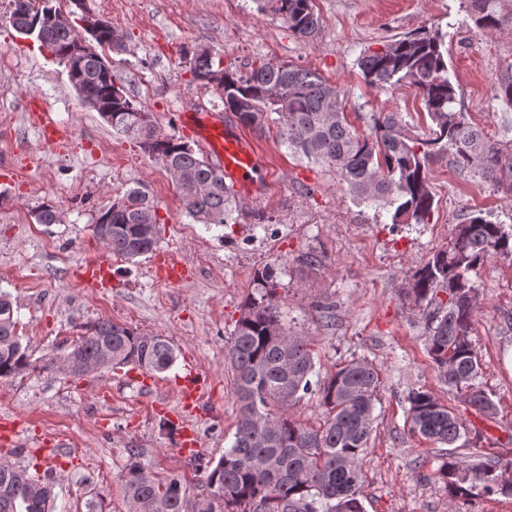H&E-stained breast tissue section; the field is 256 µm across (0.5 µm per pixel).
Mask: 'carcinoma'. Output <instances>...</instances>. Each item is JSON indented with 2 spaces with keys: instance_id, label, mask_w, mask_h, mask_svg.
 I'll return each mask as SVG.
<instances>
[{
  "instance_id": "cac0c4a2",
  "label": "carcinoma",
  "mask_w": 512,
  "mask_h": 512,
  "mask_svg": "<svg viewBox=\"0 0 512 512\" xmlns=\"http://www.w3.org/2000/svg\"><path fill=\"white\" fill-rule=\"evenodd\" d=\"M258 10L279 14L288 29L304 40L321 27L313 0H254ZM464 9L483 31L501 25L508 0H463ZM50 0H11L9 24L19 33L34 30L58 64L68 65L77 30L51 23ZM98 41L121 35L108 27L84 28ZM213 55L193 52L191 72L216 88L224 110L245 125L277 123L279 139L294 155L336 169L347 191L359 202L393 209L391 223L425 224L434 206L429 163L448 152V165L464 176L480 177L512 191V145L486 138L467 113L457 108V88L448 75L444 37L424 29L407 33L379 51L359 58L365 84L376 89L409 84L417 89L431 121L428 133L410 134L395 112L372 114L371 131L351 129L343 92L317 71L290 63H255L245 73L214 68ZM81 78L74 84L84 102L94 100L112 113L115 134L136 141L172 175L186 214L206 225L228 223L235 193L224 174L199 157L185 142L163 134L155 124L141 123L144 106L125 93L110 95L111 69L104 57H84ZM495 96L512 107V66L496 75ZM277 118H271V115ZM160 223L156 208L138 190H130L98 215L95 228H110L112 254L133 260L154 250L160 237L151 225ZM512 256V227L494 222L480 210L464 214L444 249L435 251L411 276L408 293L423 307L427 352L448 389L485 420L498 408L476 386L480 359L470 338L476 311L477 286L472 275L492 255ZM280 283L272 268L255 271L253 288L231 333L229 360L239 415L234 439L208 470L206 512H364L360 500L361 455L373 429L379 375L367 362L351 361L329 376L312 381L315 363L308 340L288 332L279 311ZM72 376L80 377L108 366H133L163 372L176 360L172 345L160 336L140 332L110 320L87 328L69 352ZM53 352L30 360L17 332L10 295L0 292V379L25 371H53ZM317 388L326 413L323 423L308 427L293 420L290 408ZM413 432L451 448L438 476L448 494L465 500L480 493L512 495V462L503 465L473 453L464 460L457 448H475L483 431L469 429L429 391L408 396ZM129 449L122 473L128 512H195L196 496L177 476L155 480ZM54 484L29 469L0 462V512H52Z\"/></svg>"
}]
</instances>
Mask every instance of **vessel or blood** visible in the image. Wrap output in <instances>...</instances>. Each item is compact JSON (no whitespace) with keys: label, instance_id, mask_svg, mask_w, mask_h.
I'll return each mask as SVG.
<instances>
[{"label":"vessel or blood","instance_id":"vessel-or-blood-1","mask_svg":"<svg viewBox=\"0 0 512 512\" xmlns=\"http://www.w3.org/2000/svg\"><path fill=\"white\" fill-rule=\"evenodd\" d=\"M192 132L235 190L247 195L261 193L264 186L260 175L261 165L250 142L234 133L221 118L205 112L198 113L194 118ZM109 273L110 256L105 251L87 262L82 269L84 279L96 288L108 286ZM177 394L179 403L173 415L181 423L179 450L183 455L191 456L200 445L198 431L191 420L201 399L197 372L193 366H186Z\"/></svg>","mask_w":512,"mask_h":512}]
</instances>
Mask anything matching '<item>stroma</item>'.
Instances as JSON below:
<instances>
[{"label": "stroma", "instance_id": "35a3bbf8", "mask_svg": "<svg viewBox=\"0 0 512 512\" xmlns=\"http://www.w3.org/2000/svg\"><path fill=\"white\" fill-rule=\"evenodd\" d=\"M314 4L321 30L307 41L279 15L258 13L254 0L83 2L123 35L125 51L101 54L162 132L189 141L183 117L215 112L254 146L264 192L237 195L235 223L206 226L186 215L161 164L82 104L54 56L3 22L10 0H0V291L11 296L22 343L35 359L61 355L88 326L109 319L165 338L177 356L170 369L153 374L148 389L130 380L125 367L79 378L35 372L0 380V416L20 425L17 436L0 438V457L28 466L26 450L43 434L63 443L53 462L59 473L54 512H127L120 474L132 448L153 478L178 475L191 494H207L205 465L230 447L238 416L231 333L253 291L254 271L266 265L279 276L283 322L308 337L316 373L351 361L379 372L374 431L361 461L365 512H512V496L451 497L436 477L447 446L415 435L408 420L409 393L426 389L467 427L484 432L486 456L512 459V335L499 320L512 308V258L494 256L482 268L471 333L482 365L477 383L498 406L494 420L471 414L440 381L426 351L422 309L407 295L412 272L449 245L463 214L483 209L507 220L512 192L457 174L443 153L430 165V222L392 227L389 208L356 204L336 172L294 156L275 127L247 126L225 111L215 85L197 81L182 55L207 47L221 53L230 71L261 60L312 68L345 91V111L358 133H369L373 113L395 112L418 135L430 125L420 95L407 86H367L357 61L396 36L437 30L464 112L505 143L512 141V108L496 99L492 82L512 64V12L485 32L461 0ZM115 156L126 163L117 179ZM132 189L155 205L160 242L133 263L111 257V287H92L80 270L102 247L95 220ZM49 202L60 208L61 222L37 223ZM159 253L186 264L189 278L160 280ZM189 360L202 374L205 397L194 417L201 446L185 457L170 421L153 404L162 399L175 406V384Z\"/></svg>", "mask_w": 512, "mask_h": 512}]
</instances>
